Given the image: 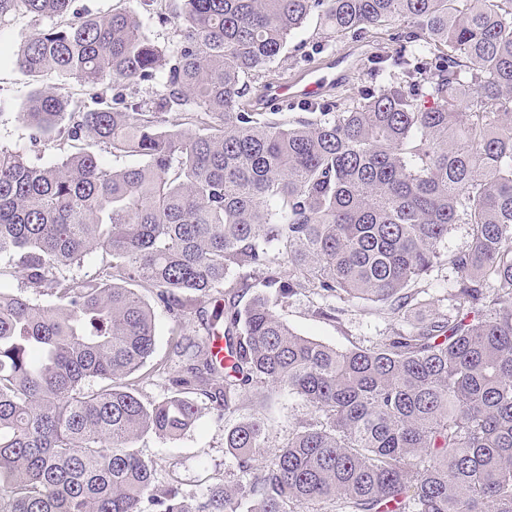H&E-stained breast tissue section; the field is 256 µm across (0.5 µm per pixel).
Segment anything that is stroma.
Returning <instances> with one entry per match:
<instances>
[{
  "label": "stroma",
  "mask_w": 512,
  "mask_h": 512,
  "mask_svg": "<svg viewBox=\"0 0 512 512\" xmlns=\"http://www.w3.org/2000/svg\"><path fill=\"white\" fill-rule=\"evenodd\" d=\"M39 27V22L25 14L16 15L0 25V144L28 155L36 154L41 162L48 163L54 161L56 150L33 151L28 129L15 117L29 86L13 59L21 36ZM393 48L387 32L370 33L360 38L350 34L332 35L326 31L320 16H311L265 70L248 75L251 97L260 99L268 83L292 78L308 64L318 63L328 56L339 57V68L343 73L340 83L332 91L333 96L355 95L367 79L370 59ZM320 304V298L312 290L305 289L286 306L278 308L277 313L300 335L342 349L370 345L387 326L384 314L367 303L336 301L340 314L335 320L317 315ZM209 305V299H197L178 318L163 305H155L156 343L152 363L168 358L174 337L181 335L195 340L204 337L205 325L198 320L197 311ZM305 411L306 406L297 395L282 390L266 399H246L237 413L223 419L204 414L191 431L178 439L161 440L147 435L137 441L136 447L142 457L156 465L163 479H175L183 494L193 495L216 484L231 486L238 482L236 462L224 446V436L230 428L253 414H261L266 422L269 444L278 446L287 439L296 420Z\"/></svg>",
  "instance_id": "obj_1"
}]
</instances>
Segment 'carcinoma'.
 Listing matches in <instances>:
<instances>
[{
	"label": "carcinoma",
	"mask_w": 512,
	"mask_h": 512,
	"mask_svg": "<svg viewBox=\"0 0 512 512\" xmlns=\"http://www.w3.org/2000/svg\"><path fill=\"white\" fill-rule=\"evenodd\" d=\"M133 2L0 0V24L54 20L16 53L33 85L17 118L69 146L46 165L0 147V258L56 298L0 291V512H512V0ZM315 13L334 34L407 28L377 59L389 79L253 109L244 76ZM49 73L81 96L38 86ZM156 80L149 102L126 93ZM106 150L144 163L109 168ZM454 224L470 239L448 252ZM99 251L101 274L60 273ZM438 267L447 304L413 320ZM140 287L174 315L219 295L227 361L178 339V367L136 375L156 335ZM303 288L325 319L336 298L380 304L386 334L340 350L295 333L274 307ZM150 377L160 401L139 395ZM269 390L307 412L274 449L259 414L228 431L235 488L158 489L141 436L182 435L199 395L226 416ZM144 31L148 37L161 45H170L177 40V32L172 24L162 25L158 20L149 16L145 10H141Z\"/></svg>",
	"instance_id": "cac0c4a2"
}]
</instances>
